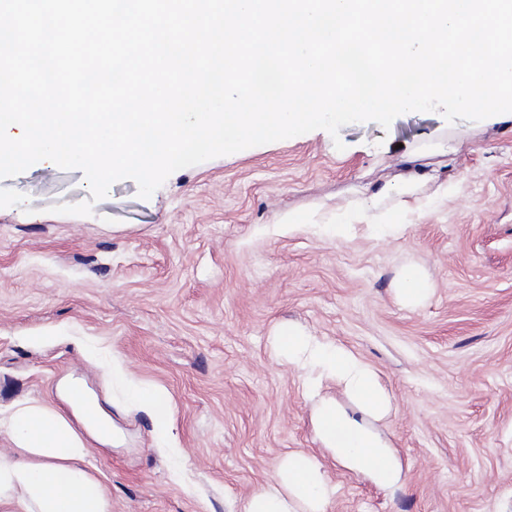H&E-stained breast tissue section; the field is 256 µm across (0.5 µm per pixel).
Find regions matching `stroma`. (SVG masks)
Masks as SVG:
<instances>
[{
    "mask_svg": "<svg viewBox=\"0 0 512 512\" xmlns=\"http://www.w3.org/2000/svg\"><path fill=\"white\" fill-rule=\"evenodd\" d=\"M415 177L413 195L360 202ZM82 171L0 179V408L86 378L124 434L92 447L112 512H235L287 454L322 463L328 512H512V121L407 112L114 183L87 216ZM378 224L394 225L378 236ZM413 266L427 297L396 288ZM345 347L391 399L374 421L402 467L382 488L322 448L305 375L271 338ZM175 408L172 453L95 360Z\"/></svg>",
    "mask_w": 512,
    "mask_h": 512,
    "instance_id": "obj_1",
    "label": "stroma"
}]
</instances>
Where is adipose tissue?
<instances>
[{"instance_id": "1", "label": "adipose tissue", "mask_w": 512, "mask_h": 512, "mask_svg": "<svg viewBox=\"0 0 512 512\" xmlns=\"http://www.w3.org/2000/svg\"><path fill=\"white\" fill-rule=\"evenodd\" d=\"M274 346L290 365L307 372V395L316 402L314 423L332 458L367 473L378 486L400 482L402 470L389 444L319 395L320 378L332 377L365 413L384 417L391 403L374 373L343 347L297 328L279 330ZM55 392L67 412L22 399L0 413V434L14 445L11 454L0 456V505L12 506L15 512H112L106 486L90 471L87 458L90 444L115 446L121 431L82 379L66 376ZM128 400L151 419L156 439L171 436L174 409L164 391L135 385ZM335 496L336 486L318 462L291 453L270 481L242 500L239 512H327Z\"/></svg>"}]
</instances>
